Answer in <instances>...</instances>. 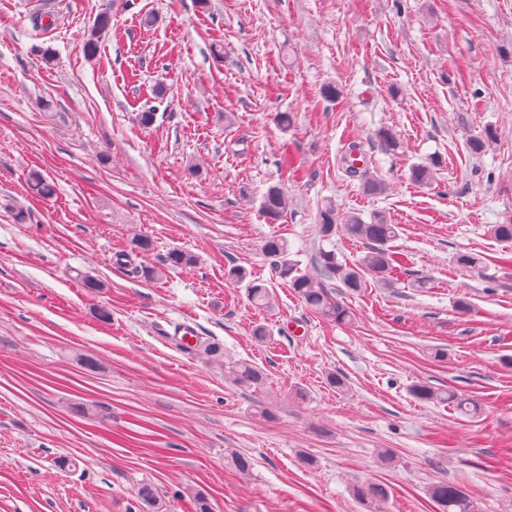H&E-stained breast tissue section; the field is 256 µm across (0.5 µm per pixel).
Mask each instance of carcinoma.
Listing matches in <instances>:
<instances>
[{
	"label": "carcinoma",
	"instance_id": "1",
	"mask_svg": "<svg viewBox=\"0 0 512 512\" xmlns=\"http://www.w3.org/2000/svg\"><path fill=\"white\" fill-rule=\"evenodd\" d=\"M112 27V13L109 10L100 12L91 27L82 36L83 50L87 57L97 56L102 36ZM497 137L495 128H485L484 136L469 143V149L474 154L483 152ZM379 146L386 152H395L401 148L397 134L390 128H381L376 133ZM357 147L350 148L349 155L344 157L346 171L360 177L365 192L381 194L386 189L384 180L367 172L356 165L358 162ZM440 166V160L432 159L429 164H417L411 167L410 179L418 184L427 186L434 180V174ZM29 188L33 196L41 200H49L55 195L54 184L42 173L34 171L28 178ZM287 207V196L279 185L267 188L262 197L261 208L263 215L270 221L278 220ZM317 233L321 240L329 241L337 232L360 240L365 245V253L356 264L350 266L338 258L336 249H318L314 266L319 270L321 278H314L301 270L298 262L288 258L289 248L285 238L273 235L267 237L262 245L265 254L273 259L275 276L286 282L313 312L329 321L347 324L353 321L351 309L340 301L325 284L327 280H336L341 287L350 292H359L368 287L369 278L379 281H393L406 271L403 253L394 250L393 242L399 237V227L390 224L382 216L365 222L359 215L339 214L336 204L326 202L318 212ZM195 264V256L180 248L170 249L162 260V266L143 269V274L149 279H157L163 274V267H188ZM228 279L232 282L246 283V297L251 306L256 309L269 308L272 305V291L267 282L259 278H249L242 267L235 266L228 270ZM225 376L230 381L245 390L260 391L265 384L264 372L247 361L228 362L224 364ZM411 394L423 401L448 402L463 413H476L477 405L470 399L454 392H438L430 386L419 384L411 388ZM358 501L374 512H382L389 500L390 492L382 483L369 482L357 485L353 489ZM431 500L438 506L439 512H475L473 500L455 483L439 481L428 489ZM142 512H168L166 504L161 500L156 488L150 483H143L136 492Z\"/></svg>",
	"mask_w": 512,
	"mask_h": 512
}]
</instances>
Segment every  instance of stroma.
<instances>
[{"mask_svg":"<svg viewBox=\"0 0 512 512\" xmlns=\"http://www.w3.org/2000/svg\"><path fill=\"white\" fill-rule=\"evenodd\" d=\"M107 8L112 28L87 58L83 32ZM329 83L342 97L322 98ZM488 126L497 140L471 155ZM383 127L397 152L381 150ZM286 142L302 181L279 164ZM352 142L385 193L346 172ZM433 158V184L412 183ZM33 168L52 200L28 194ZM273 184L288 209L270 224ZM329 200L398 224L408 260L398 281L336 289L346 325L308 310L262 251L283 236L311 269ZM509 218L512 0H0V512H139L143 483L170 512H194L196 490L214 512H367L353 495L366 482L388 487L387 512H437L441 480L477 512H512V242L490 232ZM140 235L153 247L135 255ZM173 248L196 265L141 275ZM461 253L484 267L457 265ZM233 266L270 281V309L248 305ZM201 340L260 367L262 391L226 380ZM419 383L481 411L417 400ZM287 207V196L280 185L267 188L262 197L261 208L263 215L270 223L278 220Z\"/></svg>","mask_w":512,"mask_h":512,"instance_id":"stroma-1","label":"stroma"}]
</instances>
